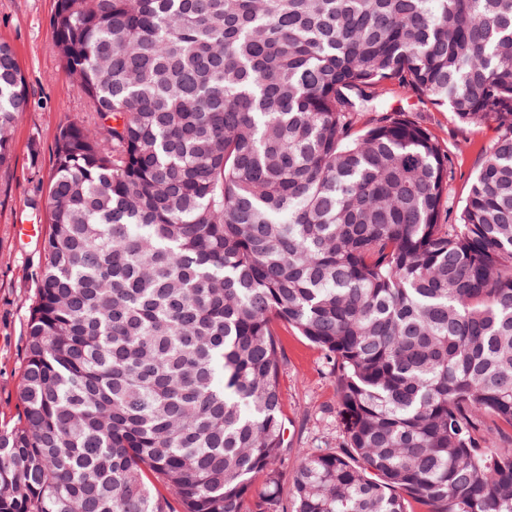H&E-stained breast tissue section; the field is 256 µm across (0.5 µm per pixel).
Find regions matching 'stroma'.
<instances>
[{"label":"stroma","mask_w":512,"mask_h":512,"mask_svg":"<svg viewBox=\"0 0 512 512\" xmlns=\"http://www.w3.org/2000/svg\"><path fill=\"white\" fill-rule=\"evenodd\" d=\"M57 0H0V41L15 50L31 96V107L13 131L14 157L0 171V423L19 411L25 331L36 297L45 255L43 242L48 190L54 172V144L60 128L88 119L78 91L64 74L55 49L51 18ZM403 110L426 128L450 159L448 202L451 211L464 204L486 151L497 136L495 124L460 123L446 108L426 98L390 87L365 105L356 117L365 126L379 113ZM280 388L289 445L280 462L282 505L290 503V487L297 465L295 449L336 448L342 436L336 423V377L322 351L297 330H283Z\"/></svg>","instance_id":"obj_1"}]
</instances>
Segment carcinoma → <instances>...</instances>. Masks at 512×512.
Instances as JSON below:
<instances>
[{"label": "carcinoma", "instance_id": "carcinoma-1", "mask_svg": "<svg viewBox=\"0 0 512 512\" xmlns=\"http://www.w3.org/2000/svg\"><path fill=\"white\" fill-rule=\"evenodd\" d=\"M51 28L95 129L55 140L0 512H280V327L343 435L299 450L292 512H512V0H57ZM388 85L499 127L452 224L425 128L354 135ZM30 104L0 42V169Z\"/></svg>", "mask_w": 512, "mask_h": 512}]
</instances>
